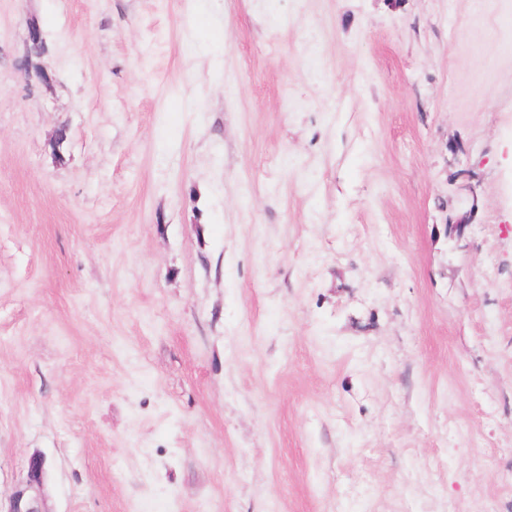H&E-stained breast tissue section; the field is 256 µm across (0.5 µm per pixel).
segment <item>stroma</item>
<instances>
[{
    "label": "stroma",
    "mask_w": 512,
    "mask_h": 512,
    "mask_svg": "<svg viewBox=\"0 0 512 512\" xmlns=\"http://www.w3.org/2000/svg\"><path fill=\"white\" fill-rule=\"evenodd\" d=\"M36 453L49 512H512V0H0Z\"/></svg>",
    "instance_id": "stroma-1"
}]
</instances>
